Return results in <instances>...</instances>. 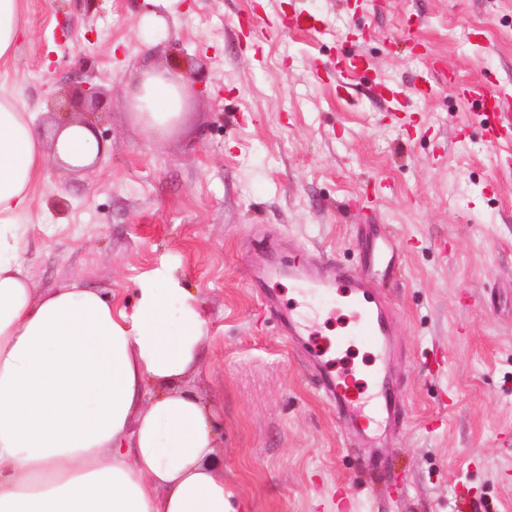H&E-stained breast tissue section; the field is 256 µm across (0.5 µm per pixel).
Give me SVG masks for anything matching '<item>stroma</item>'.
I'll list each match as a JSON object with an SVG mask.
<instances>
[{
  "label": "stroma",
  "instance_id": "stroma-1",
  "mask_svg": "<svg viewBox=\"0 0 512 512\" xmlns=\"http://www.w3.org/2000/svg\"><path fill=\"white\" fill-rule=\"evenodd\" d=\"M28 29L0 92L44 122L51 98L102 89L95 168L46 166L27 258L50 288L81 275L134 308L138 281L173 271L208 320L202 376L224 480L251 512H512V160L468 123L457 81L512 91V0H180L166 39L143 40L149 0H23ZM319 14L326 34L288 28ZM363 68L346 87L315 64ZM453 77L411 96L429 60ZM196 87L179 128L154 143L125 107L140 70ZM400 94L392 107L390 91ZM414 240L390 285L404 405L379 437L390 483L372 486L334 408L246 283L243 259L352 262L365 220Z\"/></svg>",
  "mask_w": 512,
  "mask_h": 512
}]
</instances>
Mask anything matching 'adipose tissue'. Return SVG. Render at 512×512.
I'll return each instance as SVG.
<instances>
[{
	"mask_svg": "<svg viewBox=\"0 0 512 512\" xmlns=\"http://www.w3.org/2000/svg\"><path fill=\"white\" fill-rule=\"evenodd\" d=\"M26 30L0 0V62ZM136 120L164 138L188 99L181 76L142 73ZM85 125L59 135L0 96V512H250L224 482L213 410L181 382L203 368L207 322L173 272L138 284L127 311L77 276L40 288L25 224L47 162L91 163Z\"/></svg>",
	"mask_w": 512,
	"mask_h": 512,
	"instance_id": "obj_1",
	"label": "adipose tissue"
}]
</instances>
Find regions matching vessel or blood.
Returning <instances> with one entry per match:
<instances>
[{
  "label": "vessel or blood",
  "mask_w": 512,
  "mask_h": 512,
  "mask_svg": "<svg viewBox=\"0 0 512 512\" xmlns=\"http://www.w3.org/2000/svg\"><path fill=\"white\" fill-rule=\"evenodd\" d=\"M449 80L446 71L432 64L412 91L415 95L427 96ZM459 94L463 101L472 105V119L482 128L487 143L512 155V95L488 82L460 88ZM358 245L361 260L356 266L327 267L295 259L285 263L270 252L248 256L246 264L249 288L280 320L289 344L297 348L324 399L335 408L344 437L355 444L370 446L374 443L376 429H383L390 436L397 434L403 413L391 393L393 377L388 363L394 352L396 326L392 304L382 285L399 279L404 270L405 254L403 243L386 225H366ZM274 277L298 282L304 302L287 300L269 291L267 282ZM340 296L350 298L354 307L350 317L352 335L358 336L382 362L370 395L365 394L360 380L353 374L334 370L329 356L330 342L315 341L309 336L313 316L330 307Z\"/></svg>",
  "instance_id": "1"
}]
</instances>
